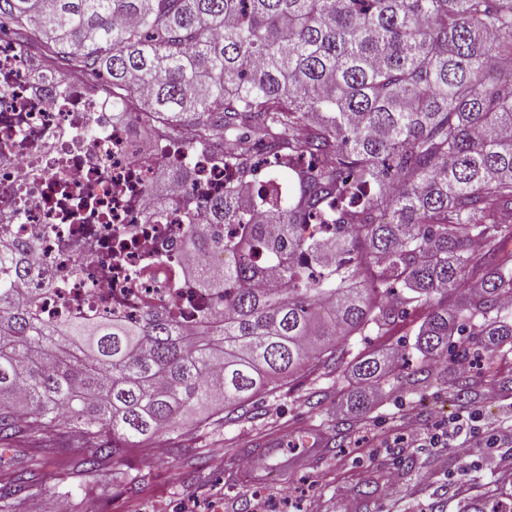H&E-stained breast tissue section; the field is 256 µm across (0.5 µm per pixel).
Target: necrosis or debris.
I'll return each instance as SVG.
<instances>
[{"label": "necrosis or debris", "mask_w": 512, "mask_h": 512, "mask_svg": "<svg viewBox=\"0 0 512 512\" xmlns=\"http://www.w3.org/2000/svg\"><path fill=\"white\" fill-rule=\"evenodd\" d=\"M225 148L191 146L164 121H118L80 68L0 36V241L41 319L160 312L199 332L216 296L188 274V223L246 179ZM171 177L156 189L159 171Z\"/></svg>", "instance_id": "4bbe7bcc"}]
</instances>
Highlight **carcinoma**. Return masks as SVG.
<instances>
[{
	"label": "carcinoma",
	"mask_w": 512,
	"mask_h": 512,
	"mask_svg": "<svg viewBox=\"0 0 512 512\" xmlns=\"http://www.w3.org/2000/svg\"><path fill=\"white\" fill-rule=\"evenodd\" d=\"M6 29L106 74L116 116L161 115L189 145L257 133L308 168L286 198L252 180L261 214L240 189L206 203L187 248L230 259L193 272L224 293L196 336L150 314L45 322L0 284L1 439L35 426L77 438L91 471L121 462L193 407L235 409L419 302L425 358L512 352V259H476L512 240V0H0ZM353 368L362 412L399 355ZM457 512L512 501L491 490Z\"/></svg>",
	"instance_id": "1"
}]
</instances>
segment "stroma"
I'll use <instances>...</instances> for the list:
<instances>
[{
	"label": "stroma",
	"mask_w": 512,
	"mask_h": 512,
	"mask_svg": "<svg viewBox=\"0 0 512 512\" xmlns=\"http://www.w3.org/2000/svg\"><path fill=\"white\" fill-rule=\"evenodd\" d=\"M428 313L416 304L383 332L353 335L345 366L300 371L231 412L196 409L182 435L163 436L161 456L152 447L136 450L121 463L101 460L91 473L70 452L47 450L34 435L21 434L0 443V490H9L16 471H26L54 512H253L258 500L268 512H345L351 503L356 512H429L433 503L456 512L459 500L493 485L512 496V470L492 472L482 463L487 451L512 456L499 430L512 421V354L496 353L484 370L468 365L471 392L458 403L454 385L463 369L453 361L429 364L416 349ZM386 348L404 354L416 380L392 375L371 410L354 415L348 394L357 379L349 363ZM407 409L427 434L457 415L477 413L489 447L473 449L465 463L453 447L402 456L391 426L394 414ZM315 432L331 438L330 453L297 465Z\"/></svg>",
	"instance_id": "1"
}]
</instances>
